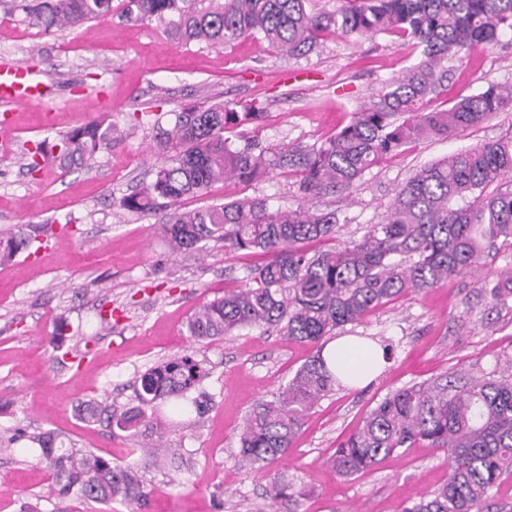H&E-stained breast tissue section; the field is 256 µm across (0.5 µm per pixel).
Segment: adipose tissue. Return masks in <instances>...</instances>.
Here are the masks:
<instances>
[{"instance_id": "obj_1", "label": "adipose tissue", "mask_w": 512, "mask_h": 512, "mask_svg": "<svg viewBox=\"0 0 512 512\" xmlns=\"http://www.w3.org/2000/svg\"><path fill=\"white\" fill-rule=\"evenodd\" d=\"M330 370L342 385L360 386L370 381L380 370V350L352 336H341L329 342L322 351Z\"/></svg>"}]
</instances>
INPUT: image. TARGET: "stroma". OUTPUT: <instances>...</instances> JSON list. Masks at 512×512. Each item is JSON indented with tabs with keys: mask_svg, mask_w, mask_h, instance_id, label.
Returning <instances> with one entry per match:
<instances>
[{
	"mask_svg": "<svg viewBox=\"0 0 512 512\" xmlns=\"http://www.w3.org/2000/svg\"><path fill=\"white\" fill-rule=\"evenodd\" d=\"M126 2L112 0L111 19L46 32L14 0H0V62L28 66L51 86L44 104L8 107L0 120V228L27 225L41 243L34 255L0 262V440L18 428L51 431L75 449L131 462L138 440L82 422L78 403L134 405L145 370L191 354L209 371L200 389L211 401L201 414L182 401L150 405L165 427L167 449L140 464L148 494L141 512H403L447 479L441 449L424 442L401 448L350 478L328 459L387 394L445 376L497 372L512 358V296L495 299L487 288L512 268V247L491 252L478 270L407 291L363 323L344 326L342 335L390 347L389 359L367 385L335 387L310 412L287 457L257 473L238 459L247 415L316 356L317 345L258 326L194 341L186 332L192 313L242 287L246 268L266 263L267 254L215 242L171 254L157 216L125 212L118 202L152 180L164 159L156 136L186 105L252 103L264 116L243 127L246 137L310 146L347 124L357 105L417 55L383 34L329 39L298 61L252 37L223 47L182 43L157 23L122 19ZM491 84L512 86L511 32L449 64L439 101L449 105ZM91 120L112 126L111 147L88 165L61 170L55 144ZM511 127L512 111L498 113L373 168L350 195L353 203L336 192L312 204L343 212L336 242L353 245L422 165ZM41 142L47 156L40 171L29 172L30 153ZM251 197L294 206L302 194L282 175L250 184L226 180L181 207ZM53 478L30 443L9 445L0 451V512H128L118 501L59 503L46 495ZM281 479L300 497L272 500L268 491Z\"/></svg>",
	"mask_w": 512,
	"mask_h": 512,
	"instance_id": "1",
	"label": "stroma"
}]
</instances>
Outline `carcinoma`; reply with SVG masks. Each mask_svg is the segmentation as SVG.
<instances>
[{"label":"carcinoma","mask_w":512,"mask_h":512,"mask_svg":"<svg viewBox=\"0 0 512 512\" xmlns=\"http://www.w3.org/2000/svg\"><path fill=\"white\" fill-rule=\"evenodd\" d=\"M311 0H128V20L158 21L181 42L224 46L260 37L274 52L302 59L328 39L392 35L404 40L419 62L364 101L335 136L308 147L238 143L234 129L258 122L260 109L239 112L222 102L188 106L172 128L159 133L157 148L173 158L155 168L152 182L123 196L121 210L158 214L159 230L172 251L201 250L210 241L235 251L272 255L247 268V284L204 303L187 321L196 341L266 326L303 342L317 343L347 324H359L379 306L409 289L432 288L479 261L498 242L512 245V129L495 140L420 167L396 191L386 213L349 247L311 252L306 244L336 235L334 211L270 208L254 197L184 210L180 202L229 178L251 183L273 174L295 177L307 197L346 190L374 167L414 145L447 138L512 108V87L491 84L441 107L435 99L448 82V61H462L479 46L512 32V0H343L334 12H315ZM34 24L49 31L76 28L112 15V0H33ZM112 144V126L91 121L66 134L55 156L69 170ZM33 245L22 227L0 231V259ZM512 295V269L490 289ZM508 375L437 379L386 396L362 426L341 442L328 462L346 478L359 475L399 448L426 441L448 456V478L404 512H489L490 490L512 474V360ZM207 370L191 355L147 369L136 390L139 405L118 410L95 399L78 407L86 423L115 426L142 437V452L162 447L163 428L145 406L184 400L197 412L207 402L189 397ZM338 383L317 355L271 401L256 403L239 438V457L252 469L288 455L315 405ZM27 439L53 465L47 494L60 499L120 501L139 507L147 492L138 465H118L93 452L57 442L51 432Z\"/></svg>","instance_id":"1"}]
</instances>
